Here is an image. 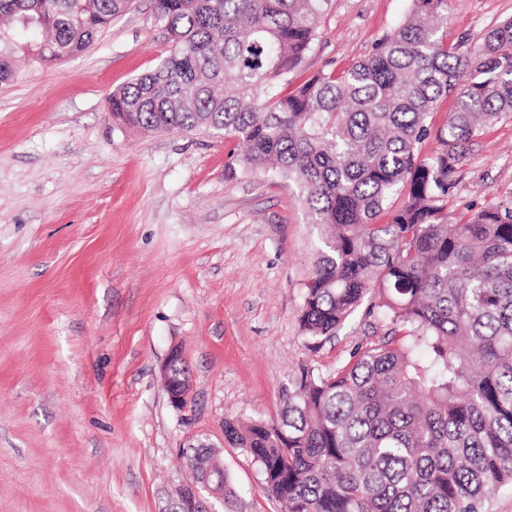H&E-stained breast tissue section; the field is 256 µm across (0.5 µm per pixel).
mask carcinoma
Here are the masks:
<instances>
[{
  "instance_id": "1",
  "label": "carcinoma",
  "mask_w": 512,
  "mask_h": 512,
  "mask_svg": "<svg viewBox=\"0 0 512 512\" xmlns=\"http://www.w3.org/2000/svg\"><path fill=\"white\" fill-rule=\"evenodd\" d=\"M409 2L367 59L284 92L330 0H153L170 52L109 98L125 127L221 133L246 167L297 183L319 232L300 309L312 345L359 313L385 323L335 370L289 377L276 419L224 421L287 512H488L512 488V208L447 209L457 165L512 119V18L467 54L448 44V0ZM131 6L0 0L27 34L0 32V82L13 49L60 63ZM183 457L198 472L212 452Z\"/></svg>"
}]
</instances>
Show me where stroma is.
<instances>
[{
    "instance_id": "obj_1",
    "label": "stroma",
    "mask_w": 512,
    "mask_h": 512,
    "mask_svg": "<svg viewBox=\"0 0 512 512\" xmlns=\"http://www.w3.org/2000/svg\"><path fill=\"white\" fill-rule=\"evenodd\" d=\"M409 0H331L298 79L366 59ZM512 0H450L448 42L476 51ZM170 49L134 0L79 56L24 57L0 83V512H162L193 437L221 445L237 512H280L223 420L271 421L300 366L330 372L382 322L321 347L299 311L315 233L294 182L246 169L238 141L141 132L107 99ZM512 208V121L457 166L448 213ZM180 348L192 400L159 368ZM176 363L188 365L181 349L172 348L161 366V377L168 396L169 404L177 409L184 410L191 403V371L176 378L173 368Z\"/></svg>"
}]
</instances>
